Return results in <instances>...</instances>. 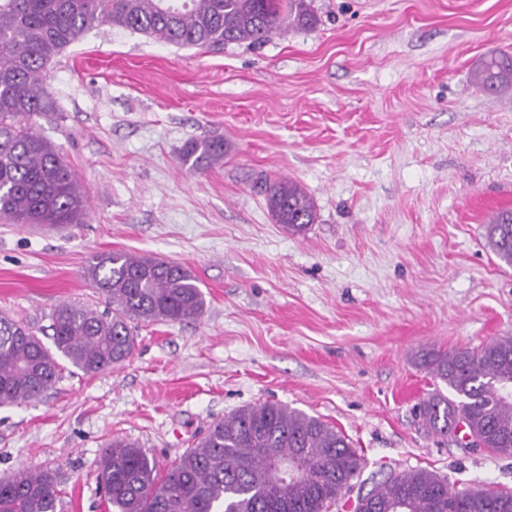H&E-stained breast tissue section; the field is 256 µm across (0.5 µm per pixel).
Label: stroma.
<instances>
[{
	"label": "stroma",
	"mask_w": 512,
	"mask_h": 512,
	"mask_svg": "<svg viewBox=\"0 0 512 512\" xmlns=\"http://www.w3.org/2000/svg\"><path fill=\"white\" fill-rule=\"evenodd\" d=\"M315 27L260 45L178 48L96 23L48 66L36 121L87 197L82 224L0 222V313L40 338L61 303L105 310L82 270L129 251L190 268L201 317L142 325L129 361L64 365L38 399L0 406V479L56 472L61 512H106L103 450L161 468L213 421L278 401L353 441L372 487L425 468L512 491V457L439 437L417 406L433 353L512 334V268L483 226L512 209V87L477 62L512 53V0H308ZM195 138L222 164L183 166ZM296 181L305 233L276 224L259 179ZM472 82L487 95L512 86V54L499 52L482 59L473 71Z\"/></svg>",
	"instance_id": "stroma-1"
}]
</instances>
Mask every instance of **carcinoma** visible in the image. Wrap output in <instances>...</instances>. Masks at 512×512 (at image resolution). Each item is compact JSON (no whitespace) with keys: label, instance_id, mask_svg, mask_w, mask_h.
<instances>
[{"label":"carcinoma","instance_id":"cac0c4a2","mask_svg":"<svg viewBox=\"0 0 512 512\" xmlns=\"http://www.w3.org/2000/svg\"><path fill=\"white\" fill-rule=\"evenodd\" d=\"M96 22L182 48L262 44L286 28L317 18L306 0H0V219L14 224H82L87 201L55 145L35 130L56 111L44 86L49 62ZM472 82L487 95L512 86V54L482 59ZM224 161V141L188 142L181 162L201 170ZM275 223L293 232L315 221L314 204L296 182L266 188ZM488 247L512 268V210L484 227ZM83 276L108 299L100 313L62 303L52 314V346L0 315V405L32 400L56 381L63 358L86 375L126 362L143 323L182 322L203 314L204 294L182 264L146 254L92 256ZM447 387L418 407L426 426L446 436L462 426L496 454L512 456V335L430 360ZM294 460L288 482L272 471ZM365 467L353 442L318 417L279 402L239 409L213 422L163 471L139 443L115 438L98 462L108 512H331L351 493ZM59 481L50 471L17 468L0 480V512H58ZM354 512H512V492L475 491L416 468L390 472Z\"/></svg>","mask_w":512,"mask_h":512}]
</instances>
